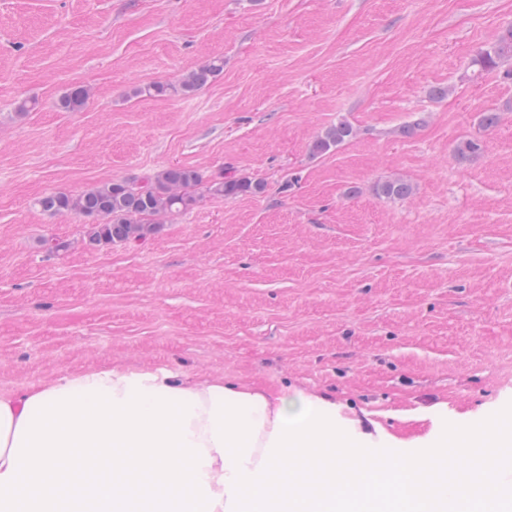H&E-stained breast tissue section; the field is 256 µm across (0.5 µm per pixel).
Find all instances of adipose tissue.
Returning a JSON list of instances; mask_svg holds the SVG:
<instances>
[{
  "label": "adipose tissue",
  "instance_id": "obj_1",
  "mask_svg": "<svg viewBox=\"0 0 512 512\" xmlns=\"http://www.w3.org/2000/svg\"><path fill=\"white\" fill-rule=\"evenodd\" d=\"M287 387L115 366L0 392V512H469L512 497V420L452 448ZM464 458L463 468L448 465Z\"/></svg>",
  "mask_w": 512,
  "mask_h": 512
}]
</instances>
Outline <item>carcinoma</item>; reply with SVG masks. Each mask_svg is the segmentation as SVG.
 Instances as JSON below:
<instances>
[{
  "mask_svg": "<svg viewBox=\"0 0 512 512\" xmlns=\"http://www.w3.org/2000/svg\"><path fill=\"white\" fill-rule=\"evenodd\" d=\"M512 61V28L506 30L497 43L483 50L477 59L486 71H494L504 62ZM224 68L221 58H213L208 64L189 72L180 87L154 84L150 91L156 96L179 91L191 94L206 86L211 78ZM88 98L82 86L71 87L60 99V106L74 110ZM355 135L353 127L340 122L317 136L311 145L314 155H323L337 148ZM482 141L469 138L460 141L455 149L456 157L465 161L481 153ZM205 185L207 194L229 199L239 195H260L266 185L260 179L220 174L203 182L200 172L183 165H171L154 175L142 179L116 180L100 183L78 195L55 193L37 201L45 212L52 214L78 212L92 219L87 231V244L92 247L131 241L144 242L161 229V220L175 213L192 209L199 201L197 189ZM375 193L384 198H403L411 193V185L396 178L379 183Z\"/></svg>",
  "mask_w": 512,
  "mask_h": 512,
  "instance_id": "cac0c4a2",
  "label": "carcinoma"
}]
</instances>
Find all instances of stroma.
<instances>
[{
    "label": "stroma",
    "instance_id": "35a3bbf8",
    "mask_svg": "<svg viewBox=\"0 0 512 512\" xmlns=\"http://www.w3.org/2000/svg\"><path fill=\"white\" fill-rule=\"evenodd\" d=\"M511 26L512 0H0V391L126 366L325 395L407 441L428 410L459 438L512 418V81L473 63ZM176 163L266 190L97 248L36 205ZM397 177L409 198L374 193ZM223 68V60L215 57L208 64L189 72L183 78L179 89L158 83L152 85L148 91L149 93L152 91L156 96H165L167 93H178L179 91L191 94L206 86L210 79L219 74ZM355 135L353 127L346 122H340L318 135L311 145L314 155H323L333 148H338Z\"/></svg>",
    "mask_w": 512,
    "mask_h": 512
}]
</instances>
